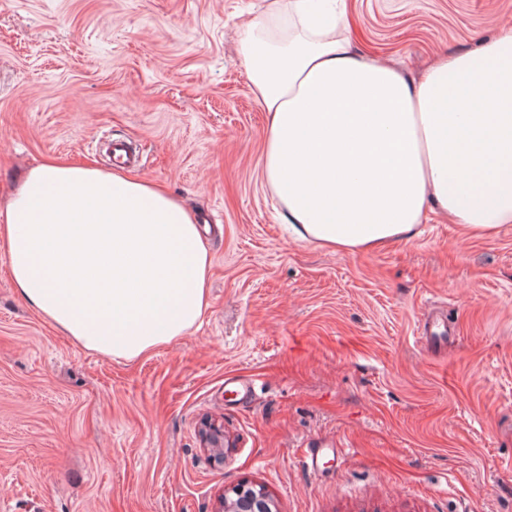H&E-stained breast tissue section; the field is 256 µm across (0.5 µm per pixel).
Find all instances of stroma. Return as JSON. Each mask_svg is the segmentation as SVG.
Wrapping results in <instances>:
<instances>
[{"instance_id": "1", "label": "stroma", "mask_w": 512, "mask_h": 512, "mask_svg": "<svg viewBox=\"0 0 512 512\" xmlns=\"http://www.w3.org/2000/svg\"><path fill=\"white\" fill-rule=\"evenodd\" d=\"M346 4L361 50L414 78L512 27V0ZM294 24L279 0H0V206L51 158L112 171L102 142L122 140L129 175L207 219L210 256L201 321L124 360L27 303L0 245V512H217L242 482L280 512H512V224L466 238L431 214L357 253L299 239L242 62L250 31ZM313 448L346 461L313 474Z\"/></svg>"}]
</instances>
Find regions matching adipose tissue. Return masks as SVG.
<instances>
[{
    "mask_svg": "<svg viewBox=\"0 0 512 512\" xmlns=\"http://www.w3.org/2000/svg\"><path fill=\"white\" fill-rule=\"evenodd\" d=\"M324 15L287 0L288 44H246L267 113V182L305 241L360 252L412 238L428 214L467 234L512 224V28L420 78L361 55ZM12 280L84 347L133 359L183 336L208 306L193 215L150 182L91 165L32 169L0 209Z\"/></svg>",
    "mask_w": 512,
    "mask_h": 512,
    "instance_id": "adipose-tissue-1",
    "label": "adipose tissue"
}]
</instances>
